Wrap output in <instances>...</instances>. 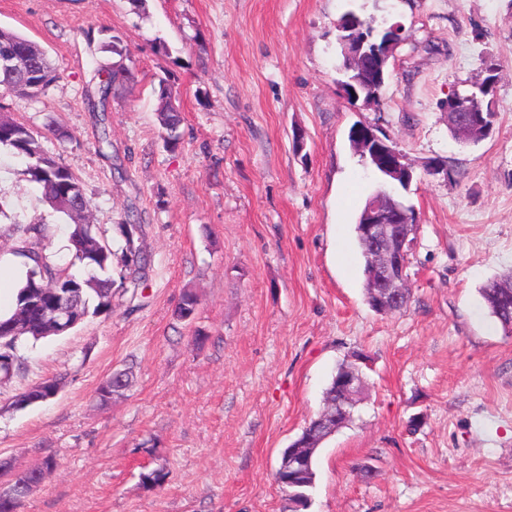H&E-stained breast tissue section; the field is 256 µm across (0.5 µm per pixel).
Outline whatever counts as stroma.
Masks as SVG:
<instances>
[{"label":"stroma","mask_w":512,"mask_h":512,"mask_svg":"<svg viewBox=\"0 0 512 512\" xmlns=\"http://www.w3.org/2000/svg\"><path fill=\"white\" fill-rule=\"evenodd\" d=\"M349 11L405 28L375 108L338 86ZM0 27L62 74L37 98L0 88V112L79 177L101 237L130 218L151 257L144 288L24 345L0 384V482L58 462L18 512H282L281 453L357 353L364 396L319 448L306 512H512V335L480 294L512 271V0H0ZM116 62L134 79L94 109L86 93ZM488 64L496 123L463 144L441 104ZM162 77L182 111L173 148L155 116ZM359 122L418 171L402 194L419 214L410 301L388 315L367 303L355 233L383 183L350 145ZM433 157L448 180L421 175ZM26 168L0 147V262H17L16 224L46 225L69 262V220ZM187 289L189 322L174 315ZM131 363L125 395L98 405L102 379ZM55 375L54 400L14 407Z\"/></svg>","instance_id":"stroma-1"}]
</instances>
